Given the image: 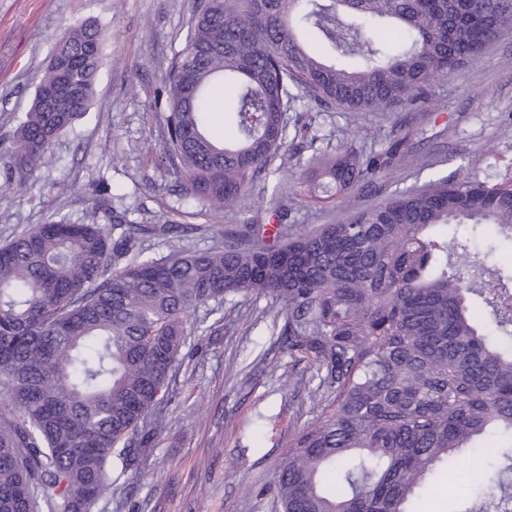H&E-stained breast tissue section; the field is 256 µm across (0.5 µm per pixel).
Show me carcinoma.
I'll return each instance as SVG.
<instances>
[{"label": "carcinoma", "mask_w": 512, "mask_h": 512, "mask_svg": "<svg viewBox=\"0 0 512 512\" xmlns=\"http://www.w3.org/2000/svg\"><path fill=\"white\" fill-rule=\"evenodd\" d=\"M512 32V0H208L168 75L164 153L183 198L213 212L250 201L224 244L191 245L192 224H139L105 207V224H39L0 246V512H94L122 469L164 428L159 405L190 314L229 296L288 307V351L312 361L322 413L292 440L277 482L281 512H412L448 458L489 435L507 466L457 512H512V351L485 334L472 297L512 337V274L472 271L512 242V183L432 180L310 228L272 205L288 177L326 204L381 176L394 154L347 149L280 162L289 113L338 105L357 115L425 102ZM106 33L66 28L39 88L71 76L70 105L35 93L11 138L9 168L30 173L90 109ZM231 90L230 127L209 129L213 94ZM467 224L463 239L448 228ZM149 238L172 253L145 255ZM336 472L335 483L325 476Z\"/></svg>", "instance_id": "obj_1"}]
</instances>
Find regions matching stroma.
Segmentation results:
<instances>
[{"label": "stroma", "mask_w": 512, "mask_h": 512, "mask_svg": "<svg viewBox=\"0 0 512 512\" xmlns=\"http://www.w3.org/2000/svg\"><path fill=\"white\" fill-rule=\"evenodd\" d=\"M198 9L199 0H0V156L64 28L92 19L107 36L91 108L56 139L52 157L21 179L0 166V245L37 224L101 221L102 204L123 205L144 223L188 210L181 177L160 152L165 115L152 104ZM428 95L396 112L302 110L284 161L335 152L341 141L377 153L401 141L402 156L381 177L338 194V207L354 211L463 173L512 183V33L458 78L434 81ZM287 324V308L271 296H236L193 314L162 407L166 426L94 512H280L276 477L294 435L317 416L306 392L285 382L311 373L282 344ZM461 489L436 474L413 512H454Z\"/></svg>", "instance_id": "stroma-1"}]
</instances>
